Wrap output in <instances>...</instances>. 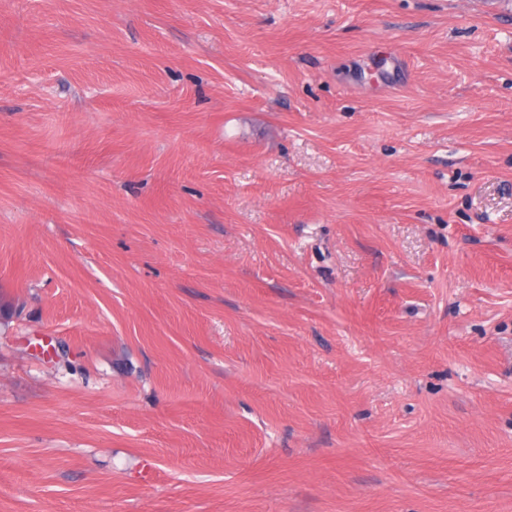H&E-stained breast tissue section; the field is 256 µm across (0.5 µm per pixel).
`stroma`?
Segmentation results:
<instances>
[{"instance_id":"stroma-1","label":"stroma","mask_w":512,"mask_h":512,"mask_svg":"<svg viewBox=\"0 0 512 512\" xmlns=\"http://www.w3.org/2000/svg\"><path fill=\"white\" fill-rule=\"evenodd\" d=\"M0 512H512V0H0Z\"/></svg>"}]
</instances>
